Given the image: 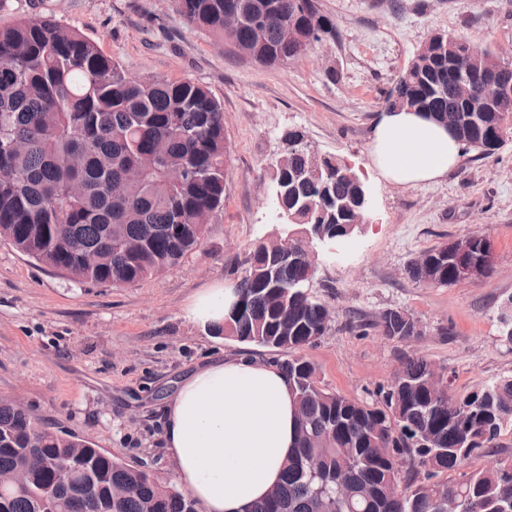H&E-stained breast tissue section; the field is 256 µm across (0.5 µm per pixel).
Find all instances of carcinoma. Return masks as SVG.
Here are the masks:
<instances>
[{
	"mask_svg": "<svg viewBox=\"0 0 512 512\" xmlns=\"http://www.w3.org/2000/svg\"><path fill=\"white\" fill-rule=\"evenodd\" d=\"M228 0H174L191 26L263 65L286 66L312 52L334 23L315 0H234L235 33L224 28ZM265 15L262 32L252 18ZM314 36L305 47L294 31ZM436 33L419 49L387 93L391 108L440 122L466 116L453 92L449 60L466 44ZM471 77L512 86V62L474 48ZM512 138V98L495 102L457 139L483 155ZM275 165L272 181L302 224L348 231L369 211L361 188L336 177L331 158H315L303 136ZM230 146L222 103L190 79L139 80L105 55L97 42L52 18H19L0 26V239L49 265L68 280L135 285L176 267L201 245L211 213L224 204ZM313 167L320 177L310 176ZM434 260L422 285L458 283L440 243L422 251ZM307 268L280 266L253 248L234 291L243 309L227 311L215 336L290 354L280 364L296 406V443L284 475L251 512H512V463L471 471L467 461L488 456L503 429L512 428V377L463 395L435 391V366L406 357L372 401L320 385L316 366L299 355L331 328L328 306L309 293ZM376 326L390 340L418 334L393 309ZM428 435L418 448L411 437ZM84 458L88 470L69 484L62 463ZM321 460L312 473L307 461ZM23 470L29 491L0 495V512H198L190 495L75 435L51 431L24 408L0 400V473ZM115 486L128 494L112 501Z\"/></svg>",
	"mask_w": 512,
	"mask_h": 512,
	"instance_id": "obj_1",
	"label": "carcinoma"
}]
</instances>
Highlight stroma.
<instances>
[{
    "label": "stroma",
    "mask_w": 512,
    "mask_h": 512,
    "mask_svg": "<svg viewBox=\"0 0 512 512\" xmlns=\"http://www.w3.org/2000/svg\"><path fill=\"white\" fill-rule=\"evenodd\" d=\"M335 38L288 66H264L190 26L172 0H0V26L51 17L79 29L141 80L190 79L224 107L231 148L224 206L180 265L132 286L67 280L0 240V398L19 400L48 426L71 432L127 463L176 483L162 449L163 407L176 381L208 357L282 353L201 331L190 300L236 283L254 244L274 224L265 207L272 167L298 132L322 155L349 162L371 200V219L336 254L320 256L311 291L334 313L305 356L322 386L374 399L402 355L445 369L464 394L512 376V344L500 313L512 298V140L494 155L464 151L433 184L377 181L373 126L398 74L433 34H461L512 60V0H317ZM491 238L494 273L447 287L405 273L421 251L467 233ZM411 312L417 336H382L387 309Z\"/></svg>",
    "instance_id": "obj_1"
}]
</instances>
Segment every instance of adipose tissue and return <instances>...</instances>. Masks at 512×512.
Listing matches in <instances>:
<instances>
[{
	"label": "adipose tissue",
	"instance_id": "adipose-tissue-1",
	"mask_svg": "<svg viewBox=\"0 0 512 512\" xmlns=\"http://www.w3.org/2000/svg\"><path fill=\"white\" fill-rule=\"evenodd\" d=\"M462 150L444 126L404 110L382 113L371 142L378 174L397 185L443 177ZM232 298L224 285L206 289L186 317L203 327L223 323ZM164 415L177 479L203 512H249L279 483L294 443V403L277 366L248 357L206 362L183 377Z\"/></svg>",
	"mask_w": 512,
	"mask_h": 512
}]
</instances>
